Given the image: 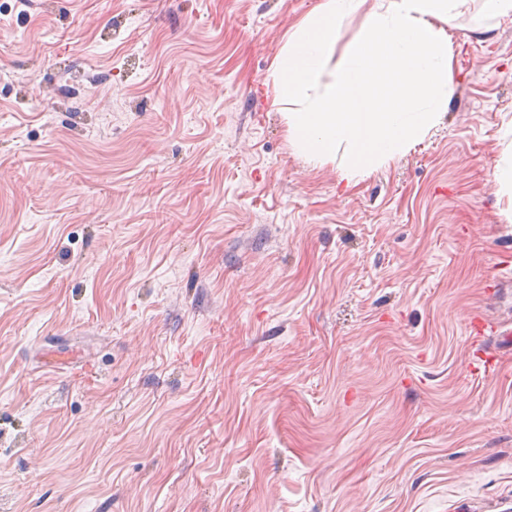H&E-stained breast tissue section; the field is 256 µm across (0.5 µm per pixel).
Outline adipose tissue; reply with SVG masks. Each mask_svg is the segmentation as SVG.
<instances>
[{"mask_svg":"<svg viewBox=\"0 0 512 512\" xmlns=\"http://www.w3.org/2000/svg\"><path fill=\"white\" fill-rule=\"evenodd\" d=\"M470 0H320L289 31L273 63L274 102L293 147L319 167L339 161L341 183L405 155L448 109L455 91L447 23ZM361 37L335 56L340 23Z\"/></svg>","mask_w":512,"mask_h":512,"instance_id":"ef3b65f1","label":"adipose tissue"}]
</instances>
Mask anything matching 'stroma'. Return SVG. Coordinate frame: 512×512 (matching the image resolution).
I'll list each match as a JSON object with an SVG mask.
<instances>
[{
  "instance_id": "35a3bbf8",
  "label": "stroma",
  "mask_w": 512,
  "mask_h": 512,
  "mask_svg": "<svg viewBox=\"0 0 512 512\" xmlns=\"http://www.w3.org/2000/svg\"><path fill=\"white\" fill-rule=\"evenodd\" d=\"M320 0H0V512H512V17L357 185L267 78Z\"/></svg>"
}]
</instances>
